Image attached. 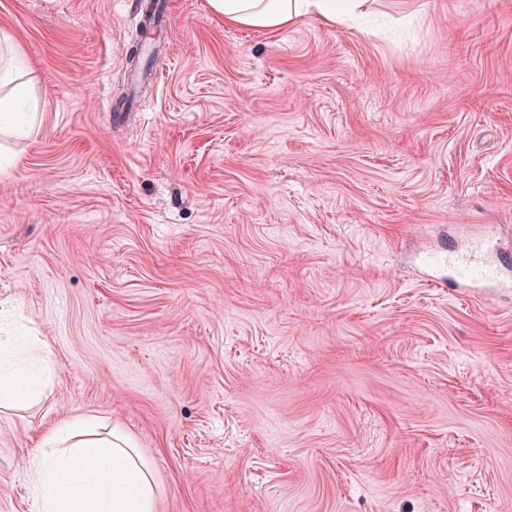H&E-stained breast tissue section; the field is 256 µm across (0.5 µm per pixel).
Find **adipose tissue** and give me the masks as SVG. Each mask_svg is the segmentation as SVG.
<instances>
[{"instance_id":"obj_1","label":"adipose tissue","mask_w":512,"mask_h":512,"mask_svg":"<svg viewBox=\"0 0 512 512\" xmlns=\"http://www.w3.org/2000/svg\"><path fill=\"white\" fill-rule=\"evenodd\" d=\"M366 0H206L226 24L279 31L304 17L351 23ZM27 60L13 34L0 30V129L26 133L36 123L37 98L25 83ZM40 340L0 335V408L33 404L48 380L36 366ZM29 454L35 512H159L152 460L120 426L76 419L46 433Z\"/></svg>"}]
</instances>
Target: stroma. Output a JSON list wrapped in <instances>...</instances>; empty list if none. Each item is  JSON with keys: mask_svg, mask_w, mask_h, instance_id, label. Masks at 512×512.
Returning a JSON list of instances; mask_svg holds the SVG:
<instances>
[{"mask_svg": "<svg viewBox=\"0 0 512 512\" xmlns=\"http://www.w3.org/2000/svg\"><path fill=\"white\" fill-rule=\"evenodd\" d=\"M166 2L135 86L143 0H0L39 100L0 133V309L50 370L0 412V512L77 418L160 512H512V306L415 270L512 231V0L275 32Z\"/></svg>", "mask_w": 512, "mask_h": 512, "instance_id": "obj_1", "label": "stroma"}]
</instances>
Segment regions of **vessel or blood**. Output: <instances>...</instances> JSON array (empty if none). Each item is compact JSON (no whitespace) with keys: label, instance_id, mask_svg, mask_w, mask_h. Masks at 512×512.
I'll return each mask as SVG.
<instances>
[{"label":"vessel or blood","instance_id":"obj_1","mask_svg":"<svg viewBox=\"0 0 512 512\" xmlns=\"http://www.w3.org/2000/svg\"><path fill=\"white\" fill-rule=\"evenodd\" d=\"M420 272L435 288L487 299L512 296V248L489 230L453 249L425 256Z\"/></svg>","mask_w":512,"mask_h":512}]
</instances>
